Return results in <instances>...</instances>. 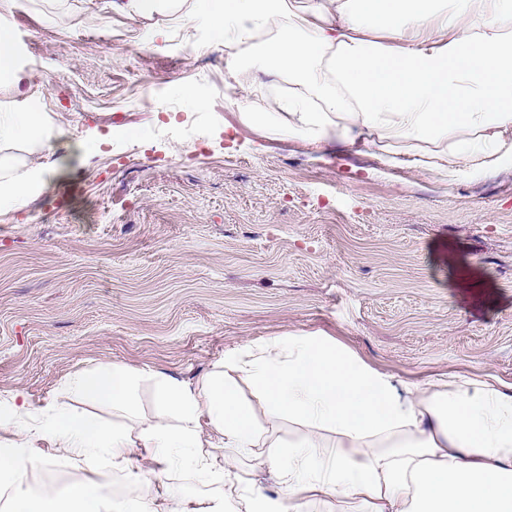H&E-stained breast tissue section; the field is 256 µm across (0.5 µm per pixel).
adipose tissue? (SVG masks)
I'll return each instance as SVG.
<instances>
[{
    "label": "adipose tissue",
    "mask_w": 512,
    "mask_h": 512,
    "mask_svg": "<svg viewBox=\"0 0 512 512\" xmlns=\"http://www.w3.org/2000/svg\"><path fill=\"white\" fill-rule=\"evenodd\" d=\"M114 0L133 19L187 25L199 15L224 34L226 83L274 68L288 90L268 111L252 88L248 114L319 147L370 145L389 167L404 157L440 177L512 166V0ZM64 131L28 112L0 113V209L33 194L48 170L25 154ZM152 381L156 412L139 410ZM75 398L32 407L0 402V486L8 512H512V385L495 376L406 381L328 336H277L226 348L196 382L102 364L71 377ZM294 427L283 437L275 427ZM101 470L56 492L22 485L39 441ZM265 465L279 491L251 476ZM146 494L114 500L113 473ZM217 487L206 507L183 485Z\"/></svg>",
    "instance_id": "adipose-tissue-1"
}]
</instances>
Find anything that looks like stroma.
<instances>
[{
    "instance_id": "stroma-1",
    "label": "stroma",
    "mask_w": 512,
    "mask_h": 512,
    "mask_svg": "<svg viewBox=\"0 0 512 512\" xmlns=\"http://www.w3.org/2000/svg\"><path fill=\"white\" fill-rule=\"evenodd\" d=\"M103 0H12L19 84L0 112L67 132L38 194L0 210V396L61 400L122 363L193 382L227 347L330 336L399 378L512 384V168L442 182L373 147L308 146L244 109L206 17L133 21ZM98 140L85 151L80 142ZM30 482L93 479L49 441Z\"/></svg>"
}]
</instances>
